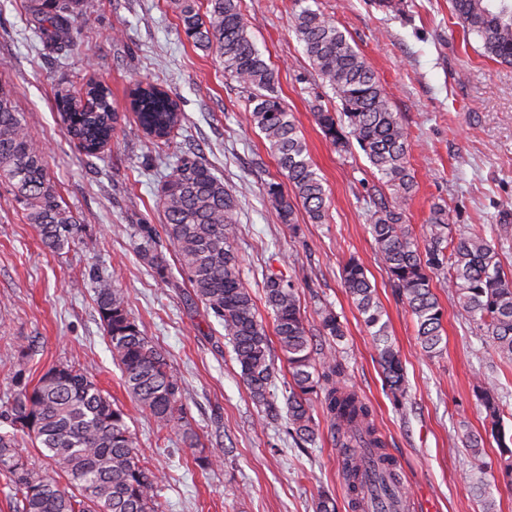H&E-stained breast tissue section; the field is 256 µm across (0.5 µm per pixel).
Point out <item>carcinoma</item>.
Returning a JSON list of instances; mask_svg holds the SVG:
<instances>
[{"label":"carcinoma","mask_w":512,"mask_h":512,"mask_svg":"<svg viewBox=\"0 0 512 512\" xmlns=\"http://www.w3.org/2000/svg\"><path fill=\"white\" fill-rule=\"evenodd\" d=\"M450 5L464 36L477 37L486 57L512 64V0H450ZM178 7L186 38L213 53L224 71L249 91L252 121L264 134L292 189L289 195L281 185L270 184L267 196L272 208L291 226L297 204L310 222L326 223L322 178L278 94L277 73L249 32L240 0H206L203 12L197 0H178ZM90 8L89 0H30L29 14L38 38L59 62L73 51L77 20ZM292 28L310 67L340 102L338 115L327 110L316 113L325 137L345 151L358 145L373 172L394 191L390 201L382 196L373 200L371 233L393 287L416 319L422 352L428 357L440 352L443 312L432 290V276L449 269L448 288L456 296L461 316L476 325L493 354L512 359V276L504 272L494 242L483 230H456L448 223V211L437 205L422 236L413 235L405 220V202L415 187L409 143L389 93L345 33L322 12L300 8L293 15ZM129 107L157 149L173 144L184 116L167 90L137 82L129 92ZM58 111L68 134L85 154L95 156L112 141L117 113L103 82L87 79L76 95L58 100ZM0 181L10 185L15 202L46 248L60 252L79 239L83 225L62 204L16 93L4 86H0ZM159 205L162 230L180 272L206 313L224 327L252 400L266 414H273L271 338L240 276L241 259L232 236L237 220L235 196L202 161L182 156L164 178ZM137 238L138 254L158 276L167 278L157 228L140 224ZM342 276L374 339L386 385L399 404L405 395L404 368L375 289L355 258L347 261ZM89 278L112 359L121 370L128 395L153 418L158 430H175L189 447H203L187 419L181 386L164 355L131 316L122 289L109 274L97 271ZM263 293L290 376L288 435L299 445L316 443L319 431L313 403H318L340 451L354 512H361L364 502L373 497L365 486L363 448L373 449L377 468L388 481L385 490L401 499L397 465L386 451L372 409L345 385V360L330 349L314 347L295 285L271 271L265 276ZM318 334L334 342L345 336L340 317L327 305L319 314ZM479 400L489 419L490 435L507 456L500 474L512 484V435L506 436L502 427L494 394L483 390ZM3 418L7 429L0 430V476L13 512H162V477L141 459L126 413L112 403L88 369L67 363L51 367L35 385L19 390ZM25 439L48 460L52 472L28 462L22 454Z\"/></svg>","instance_id":"cac0c4a2"}]
</instances>
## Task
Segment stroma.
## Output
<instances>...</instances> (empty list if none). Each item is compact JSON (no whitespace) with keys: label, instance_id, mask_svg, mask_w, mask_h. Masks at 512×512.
<instances>
[{"label":"stroma","instance_id":"obj_1","mask_svg":"<svg viewBox=\"0 0 512 512\" xmlns=\"http://www.w3.org/2000/svg\"><path fill=\"white\" fill-rule=\"evenodd\" d=\"M297 2L241 0L327 194L326 223H311L299 208L288 226L267 202L268 185L285 178L251 121L246 89L186 39L173 0H93L62 65L42 53L28 0H0V85L15 90L31 135L46 149L51 180L85 227L69 249H45L8 184L0 182V409L51 366L79 364L127 413L142 457L162 474L163 512H315L323 492L335 498L338 512H349L340 454L321 409L313 411L319 437L305 450L288 436L285 419L262 421L223 327L185 278L164 283L136 251V226L163 223V175L177 154H194L237 199L241 277L259 318L271 320L262 302L270 268L293 280L310 327H318L322 306L339 315L345 336L334 348L348 364L345 381L372 405L406 497L420 512H485L489 498L496 512H512V486L497 477L496 442L486 438L479 462L461 442L463 430H484L482 387L497 388L505 430L512 432V361L482 345L438 274L433 286L444 311L443 341L436 357L422 355L414 319L388 279L370 230L378 176L359 148L337 151L316 122V108L333 111L338 102L291 30ZM305 2L345 31L401 117L415 179L405 204L413 234H421L437 204L461 230L512 225V66L484 57L480 40L464 41L448 0ZM91 77L109 86L119 115L111 143L96 157L76 147L56 105L58 94L75 93ZM138 80L161 84L180 101L185 121L171 153L153 149L128 108ZM352 257L375 286L401 355L407 400L399 407L343 286L342 269ZM93 270L115 275L132 316L166 357L203 450L187 448L177 432L158 430L126 393L94 292L79 285ZM201 454L214 457V464L200 466Z\"/></svg>","mask_w":512,"mask_h":512}]
</instances>
